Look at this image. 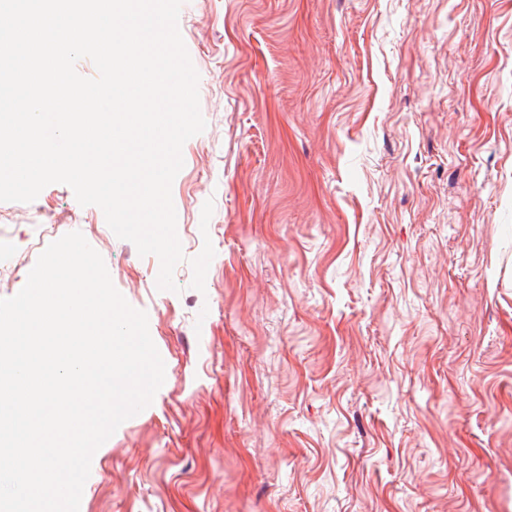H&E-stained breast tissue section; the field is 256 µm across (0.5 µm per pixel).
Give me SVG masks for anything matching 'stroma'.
Masks as SVG:
<instances>
[{"label": "stroma", "instance_id": "obj_1", "mask_svg": "<svg viewBox=\"0 0 512 512\" xmlns=\"http://www.w3.org/2000/svg\"><path fill=\"white\" fill-rule=\"evenodd\" d=\"M185 259L64 184L0 202V298L81 232L165 382L79 512H512V0H184Z\"/></svg>", "mask_w": 512, "mask_h": 512}]
</instances>
